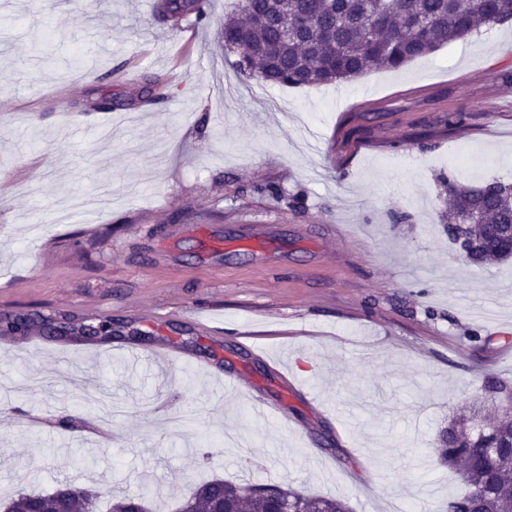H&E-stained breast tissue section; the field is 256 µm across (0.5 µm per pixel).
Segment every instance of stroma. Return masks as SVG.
<instances>
[{
    "mask_svg": "<svg viewBox=\"0 0 512 512\" xmlns=\"http://www.w3.org/2000/svg\"><path fill=\"white\" fill-rule=\"evenodd\" d=\"M233 3L173 30L143 0H0V312H90L176 348L164 371L0 349V501L68 481L107 512V487L153 483L151 512H175L218 477L350 512H446L461 486L438 434L486 375L512 380V260L457 259L442 180L512 183V27L290 88L236 72L219 35ZM153 73L181 92L148 110ZM102 93L117 104L86 122ZM186 350L228 358L292 428L184 365ZM17 406L107 416L125 439L36 433Z\"/></svg>",
    "mask_w": 512,
    "mask_h": 512,
    "instance_id": "35a3bbf8",
    "label": "stroma"
}]
</instances>
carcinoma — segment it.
<instances>
[{
  "mask_svg": "<svg viewBox=\"0 0 512 512\" xmlns=\"http://www.w3.org/2000/svg\"><path fill=\"white\" fill-rule=\"evenodd\" d=\"M206 0H159L160 20L180 27L193 17L207 18ZM288 8L307 16L295 37H284L280 18L268 0H238L224 17V44L248 47L239 70L248 79L288 87H318L357 79L372 68L399 69L438 47L465 39L481 27L512 22V0H288ZM144 99H172L178 88L159 78L146 80ZM450 208L443 215L448 240L460 246L472 265L512 259V184L493 180L463 186L448 180ZM112 335V321L93 314L34 315L27 310L0 313V335L27 336L39 328L52 337L82 335L85 322ZM512 384L489 375L482 395L494 408L490 419L465 427L453 418L437 440L440 463L459 477L463 490L448 500V512H512V399L496 390ZM147 486L112 498V512H149ZM235 512H349L339 499L304 495L280 484L255 485L212 479L198 485L176 512H213L217 501ZM4 512H94L87 495L69 484L52 494L27 493L4 504Z\"/></svg>",
  "mask_w": 512,
  "mask_h": 512,
  "instance_id": "obj_1",
  "label": "carcinoma"
}]
</instances>
